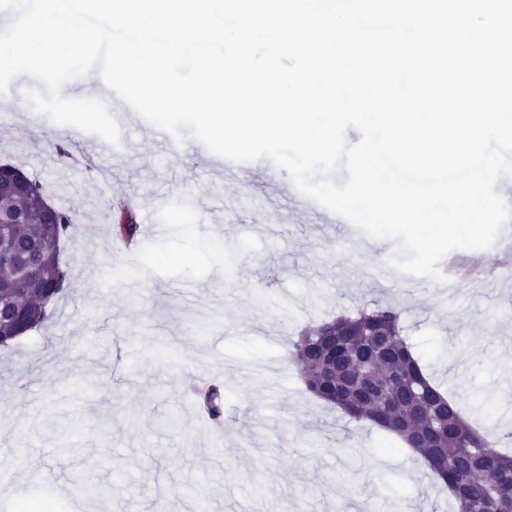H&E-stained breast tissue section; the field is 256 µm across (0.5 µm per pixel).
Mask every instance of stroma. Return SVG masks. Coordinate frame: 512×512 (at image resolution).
Listing matches in <instances>:
<instances>
[{
    "instance_id": "1",
    "label": "stroma",
    "mask_w": 512,
    "mask_h": 512,
    "mask_svg": "<svg viewBox=\"0 0 512 512\" xmlns=\"http://www.w3.org/2000/svg\"><path fill=\"white\" fill-rule=\"evenodd\" d=\"M0 102V163L39 181L76 216L61 258L70 291L40 328L0 349V512L49 499L75 512H448L425 462L393 451V436L314 397L292 342L309 325L372 303H395L406 333L467 421L511 423L487 403L512 392V222L484 250H454L479 266L453 287L378 271L397 252L352 223L327 224L295 205L271 160L225 174L184 134L168 149L132 115L120 152L87 161L95 135L53 142L63 126ZM67 139V138H66ZM128 200L159 230L130 255L112 246L109 202ZM225 389L224 438L193 407L196 380Z\"/></svg>"
}]
</instances>
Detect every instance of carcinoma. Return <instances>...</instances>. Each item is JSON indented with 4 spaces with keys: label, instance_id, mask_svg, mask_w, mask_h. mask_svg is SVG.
Listing matches in <instances>:
<instances>
[{
    "label": "carcinoma",
    "instance_id": "carcinoma-1",
    "mask_svg": "<svg viewBox=\"0 0 512 512\" xmlns=\"http://www.w3.org/2000/svg\"><path fill=\"white\" fill-rule=\"evenodd\" d=\"M33 195L22 198L0 191V213H27L29 223L9 224L5 240L16 248L27 246L33 225H41L50 242L43 250L42 275L46 288L36 293L16 289L18 269L0 265V301L26 305L29 329L43 324L47 311L70 286L60 275L54 256L55 242L69 235L75 217L60 207L46 217L40 205L43 189L32 181ZM118 246L138 233L131 204L118 202ZM331 336L342 354L331 358L323 349ZM294 359L303 368L308 390L319 400L338 407L396 436L421 456L441 487L450 491L454 512H512V454L496 451L493 444L512 442L507 433L481 432L462 417L458 403L449 398L426 372L400 321L398 308L374 303L305 329L294 345ZM200 413L224 419V387L209 383L194 398Z\"/></svg>",
    "mask_w": 512,
    "mask_h": 512
}]
</instances>
